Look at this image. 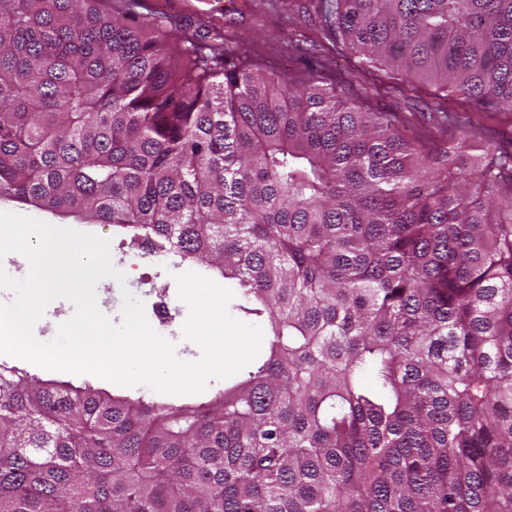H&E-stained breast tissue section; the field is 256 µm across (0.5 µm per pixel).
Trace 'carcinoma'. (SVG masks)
Returning <instances> with one entry per match:
<instances>
[{"instance_id":"obj_1","label":"carcinoma","mask_w":512,"mask_h":512,"mask_svg":"<svg viewBox=\"0 0 512 512\" xmlns=\"http://www.w3.org/2000/svg\"><path fill=\"white\" fill-rule=\"evenodd\" d=\"M0 0V197L238 282L210 400L0 366V512H512V151L431 152L200 19ZM342 46L512 112V0H322ZM0 364L6 365L9 367H17L19 369L24 370L30 376L35 377L39 380H55V381H68L71 382L75 386H84V384H89L96 389H100L103 391H107L113 395H127L133 398L142 396L147 402H158V403H173V404H183V403H199L208 401L212 398L215 393L224 388V379H213L211 380L207 388L198 394H189V393H160L152 390L151 388L145 385H136V386H124L117 383H104L99 381L98 379L88 376V377H73L60 374L56 371L46 370V369H32L28 366L14 363L11 360L4 359L0 357Z\"/></svg>"}]
</instances>
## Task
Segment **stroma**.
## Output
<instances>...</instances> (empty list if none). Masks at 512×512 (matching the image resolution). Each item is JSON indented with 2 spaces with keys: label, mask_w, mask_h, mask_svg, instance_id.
<instances>
[{
  "label": "stroma",
  "mask_w": 512,
  "mask_h": 512,
  "mask_svg": "<svg viewBox=\"0 0 512 512\" xmlns=\"http://www.w3.org/2000/svg\"><path fill=\"white\" fill-rule=\"evenodd\" d=\"M142 13L166 15L185 24L209 19L224 43V49L248 54L254 63L276 74H289L304 82L311 76L323 81L352 80L354 100H365L371 111L397 114L407 134L433 148L443 147V113H455L468 122V145L477 149L490 143L512 150V112H489L473 102L447 99L444 91L428 80L361 64L359 59L337 49L336 36L323 22L320 0H141ZM0 212L32 217L58 227H85L109 240L114 267L125 275L124 282L106 278L96 288L100 311L113 323L122 321V290H129L141 301L153 330L173 344L177 359H199V347L187 339L183 328L190 316L189 306L180 299L176 278L194 272L218 280L216 271L171 256L145 257L130 267L128 251L121 243L125 230L109 224H87L75 213H55L48 209L11 199H0ZM220 280V279H219ZM73 385H91L113 395L143 397L148 402L199 403L208 401L223 389L220 379L211 380L198 394L160 393L144 385L124 386L104 383L94 377H76Z\"/></svg>",
  "instance_id": "obj_1"
}]
</instances>
